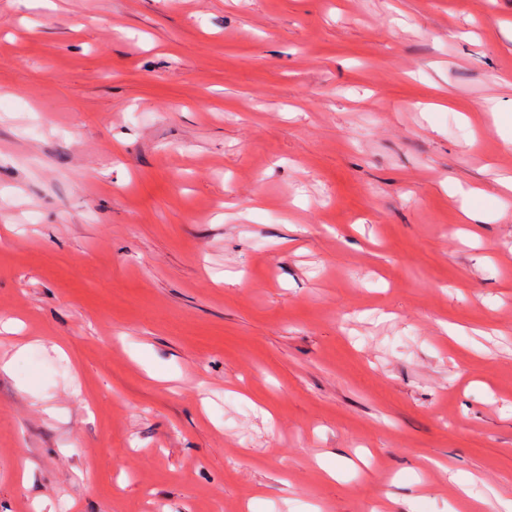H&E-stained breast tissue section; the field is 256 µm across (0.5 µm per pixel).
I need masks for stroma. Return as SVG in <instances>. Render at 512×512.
<instances>
[{
  "instance_id": "1",
  "label": "stroma",
  "mask_w": 512,
  "mask_h": 512,
  "mask_svg": "<svg viewBox=\"0 0 512 512\" xmlns=\"http://www.w3.org/2000/svg\"><path fill=\"white\" fill-rule=\"evenodd\" d=\"M512 0H0V512L512 501Z\"/></svg>"
}]
</instances>
